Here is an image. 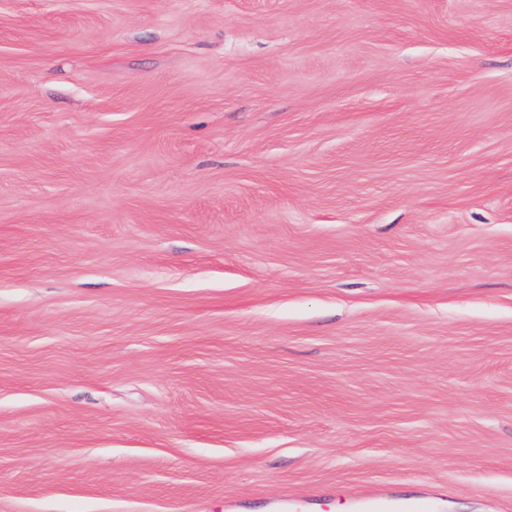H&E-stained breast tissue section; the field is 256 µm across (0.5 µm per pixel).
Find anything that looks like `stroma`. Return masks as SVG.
Masks as SVG:
<instances>
[{
    "label": "stroma",
    "mask_w": 512,
    "mask_h": 512,
    "mask_svg": "<svg viewBox=\"0 0 512 512\" xmlns=\"http://www.w3.org/2000/svg\"><path fill=\"white\" fill-rule=\"evenodd\" d=\"M512 512V0H0V512Z\"/></svg>",
    "instance_id": "obj_1"
}]
</instances>
